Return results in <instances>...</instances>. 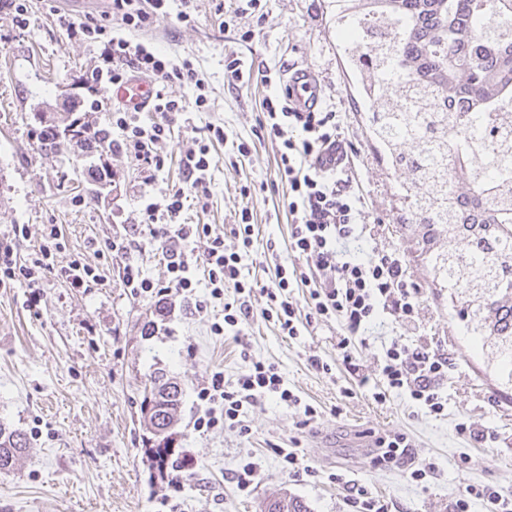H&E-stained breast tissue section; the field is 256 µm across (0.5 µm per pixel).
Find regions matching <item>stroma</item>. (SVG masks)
Segmentation results:
<instances>
[{
	"label": "stroma",
	"instance_id": "stroma-1",
	"mask_svg": "<svg viewBox=\"0 0 512 512\" xmlns=\"http://www.w3.org/2000/svg\"><path fill=\"white\" fill-rule=\"evenodd\" d=\"M239 0H197V19L183 24L168 18L140 32L170 56L190 58L204 83L171 84L186 107L165 145L167 169L145 183L134 155H96L40 148V133L72 100L88 98L80 79L94 66L96 49L71 40L47 18L35 0L29 30L13 27L0 13V237L13 225L28 227L16 243L20 260L33 257L45 225H59L63 247L54 268L40 281L38 302L17 283L0 288V424L21 430L28 448L14 470L0 472V512H262L265 503L287 494L308 512H352L348 490L359 487L388 506L389 512H448L466 486H488L512 501V394L499 392L496 377L473 336L466 334L459 308L447 292L434 288L427 260L405 220L406 204L396 191L397 175L380 159L367 133V109L339 49L334 0H262L264 21L237 13ZM252 39H244L246 31ZM236 52L245 66L284 73L294 65L313 71L321 82L324 104L340 112L345 138L359 154L353 183L366 200L369 218L386 224L367 239L365 250L400 253L409 275L420 284L424 301L420 327L411 341L441 350L453 360L444 391L443 415L430 416L405 395L390 390L385 400L360 386L337 357L339 322L311 321L299 336H283L265 319L267 299L253 291V317L242 342L211 333L222 321L223 303L205 290L164 301L136 299L122 287L121 263L103 254L107 239L125 236L128 254L153 280L167 277L166 261L142 226L147 199H161L183 186L181 158L207 128H224L227 138L213 142L207 209L188 207V224H212L234 245L231 230L242 209L254 223L253 249L243 260L247 277L268 283L275 260L295 263L288 250L291 218L282 192L272 190L277 148L254 135L262 102L270 89L262 83L229 86L224 55ZM207 98L197 110V93ZM251 153L238 158L236 146ZM107 168L106 184L90 180L89 165ZM250 194H242V186ZM97 267L101 285L82 292L64 282L62 268L72 261ZM207 300L206 312L196 303ZM393 318L373 326L355 354L366 373L375 374L386 343L401 334ZM277 368L301 399L293 406L267 399L245 407L248 434L217 428L196 432L197 392L211 374L236 380L244 367L241 351ZM327 362L323 373L311 356ZM176 378L184 390L181 418L173 430L179 456L191 468L179 472L180 488L162 480L146 453L154 440L139 423L140 404L154 372ZM317 419L302 425L304 405ZM492 430L495 439L477 443L459 423ZM404 433L413 441L416 462L426 465L416 481L398 462L375 463V440ZM292 448L309 472H285L275 449ZM260 471L249 491H239L231 475L247 463Z\"/></svg>",
	"mask_w": 512,
	"mask_h": 512
}]
</instances>
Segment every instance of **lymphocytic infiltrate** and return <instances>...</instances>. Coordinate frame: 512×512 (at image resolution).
<instances>
[{
  "instance_id": "f902f5d3",
  "label": "lymphocytic infiltrate",
  "mask_w": 512,
  "mask_h": 512,
  "mask_svg": "<svg viewBox=\"0 0 512 512\" xmlns=\"http://www.w3.org/2000/svg\"><path fill=\"white\" fill-rule=\"evenodd\" d=\"M54 25L68 38L97 43L95 65L82 85L93 93L91 109L111 108L114 128L122 133L115 151H130L142 161L150 176H157L165 166L158 150L177 114L181 102L168 92L171 83L199 85L198 73L190 60H179L158 52L151 43L130 39L133 31H143L168 15L179 22L194 23L195 0H181L178 12H171V0H112L113 15L121 17L125 30L112 32L96 17H79L61 11L53 0H43ZM136 71L151 75L156 91L150 109L159 121L140 124L130 119L123 107H109L102 93ZM83 103H72L71 111H83ZM257 139H269L279 146L277 180L288 192L291 215L289 248L294 257L305 261L314 271L316 281L307 299L308 315L314 319L337 320L343 333L336 344L346 371L367 384L353 352L358 339L368 327L384 315L405 324L413 323L421 305V288L407 272L402 257L396 254L364 255L352 250L353 242L366 234L368 226L364 199L353 188L350 174L355 166L352 154L334 162L332 148L344 145L341 124L335 111L319 106L310 112L295 110L287 95L267 96L255 128ZM185 185L165 194L161 201L148 203L144 222L152 241L162 246L168 278L160 282L145 276L134 262L123 267L121 282L130 295L166 299L170 293L195 294L199 284H206L211 298L224 303V320L213 323L214 335L238 337L250 318L246 294L261 290L267 296L266 319L277 323L283 335H299L298 308L289 300V291L305 283V276L276 264L275 276L259 287L242 273V256L253 245L254 227L249 210H242L233 231L234 246L224 242L223 231L209 224H185L181 221L186 195H193L200 207H207L210 197L208 174L213 157L208 144L200 142L183 159ZM27 227L17 224L13 234L0 238V288L13 283L36 287L42 273L51 267L53 251L61 249L63 233L50 225L34 259L21 261L15 250L17 238L26 236ZM207 247L200 261H193L187 248L197 239ZM452 364L447 353L393 338L384 350L378 374L387 388L405 394L425 413L440 416L448 405L444 382ZM272 397L285 404L299 405L300 400L288 389L276 368L261 362H249L235 383H225L223 373H214L210 383L200 388L197 398L203 412L194 421L196 431L205 433L218 427H236L248 433L241 413L244 406ZM301 405V404H300Z\"/></svg>"
}]
</instances>
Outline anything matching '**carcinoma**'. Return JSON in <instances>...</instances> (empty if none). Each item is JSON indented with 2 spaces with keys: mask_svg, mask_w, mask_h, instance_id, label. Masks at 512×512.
Segmentation results:
<instances>
[{
  "mask_svg": "<svg viewBox=\"0 0 512 512\" xmlns=\"http://www.w3.org/2000/svg\"><path fill=\"white\" fill-rule=\"evenodd\" d=\"M338 16L406 25L377 32L372 46L348 54L354 68L371 59L380 97L362 85L373 109L370 131L413 184L407 203L433 277L448 289L512 388V112H491L512 99V0H350ZM408 73L396 78L394 68ZM76 140L90 152L112 151L105 128L71 122L45 131L44 146ZM144 396L140 418L170 453L169 430L183 391L161 373ZM27 437L0 425V472L14 468ZM267 512H307L295 498Z\"/></svg>",
  "mask_w": 512,
  "mask_h": 512,
  "instance_id": "carcinoma-1",
  "label": "carcinoma"
}]
</instances>
